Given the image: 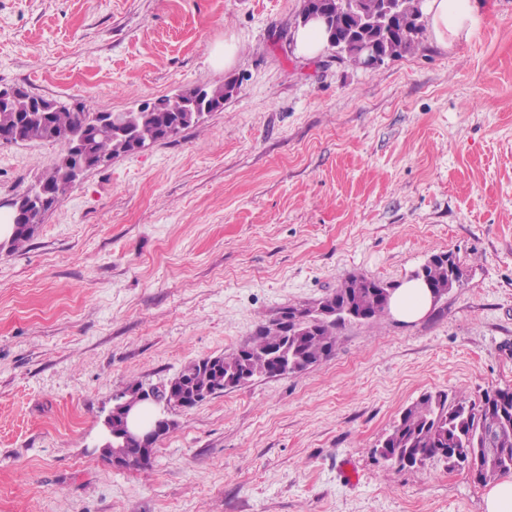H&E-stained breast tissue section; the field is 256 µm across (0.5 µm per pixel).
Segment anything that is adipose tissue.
I'll use <instances>...</instances> for the list:
<instances>
[{"label":"adipose tissue","mask_w":512,"mask_h":512,"mask_svg":"<svg viewBox=\"0 0 512 512\" xmlns=\"http://www.w3.org/2000/svg\"><path fill=\"white\" fill-rule=\"evenodd\" d=\"M480 19L478 0H426L424 20L434 41L442 47L469 37ZM431 307L429 288L422 281L407 280L392 293L389 311L402 321L415 322Z\"/></svg>","instance_id":"1"}]
</instances>
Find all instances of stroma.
Listing matches in <instances>:
<instances>
[{
    "instance_id": "obj_1",
    "label": "stroma",
    "mask_w": 512,
    "mask_h": 512,
    "mask_svg": "<svg viewBox=\"0 0 512 512\" xmlns=\"http://www.w3.org/2000/svg\"><path fill=\"white\" fill-rule=\"evenodd\" d=\"M302 6L0 0L2 88L116 113L236 85L0 251V512H484L467 472L375 450L424 392L512 388V0H484L452 48L426 35L374 69L300 54ZM60 153L0 145V199ZM441 253L463 276L422 320L346 321L306 372L173 410L148 469L96 452L131 381L166 384L346 277L398 284Z\"/></svg>"
}]
</instances>
